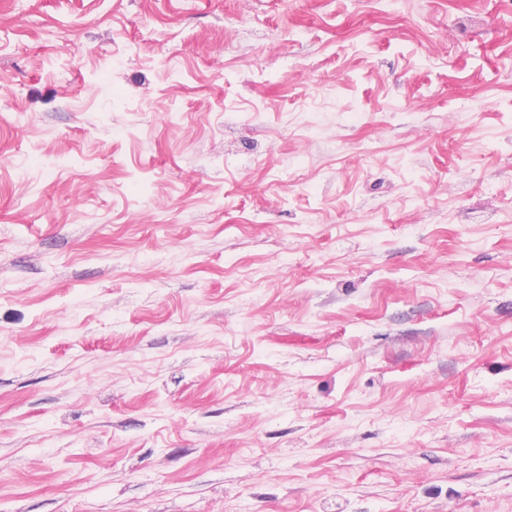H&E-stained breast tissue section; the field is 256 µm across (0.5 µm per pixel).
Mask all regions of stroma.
Segmentation results:
<instances>
[{
  "label": "stroma",
  "mask_w": 512,
  "mask_h": 512,
  "mask_svg": "<svg viewBox=\"0 0 512 512\" xmlns=\"http://www.w3.org/2000/svg\"><path fill=\"white\" fill-rule=\"evenodd\" d=\"M0 512H512V10L0 0Z\"/></svg>",
  "instance_id": "stroma-1"
}]
</instances>
